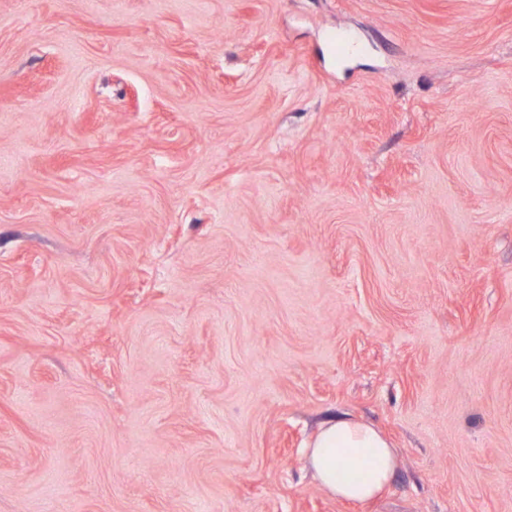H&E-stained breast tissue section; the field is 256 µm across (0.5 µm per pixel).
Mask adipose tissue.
Masks as SVG:
<instances>
[{
    "label": "adipose tissue",
    "mask_w": 512,
    "mask_h": 512,
    "mask_svg": "<svg viewBox=\"0 0 512 512\" xmlns=\"http://www.w3.org/2000/svg\"><path fill=\"white\" fill-rule=\"evenodd\" d=\"M307 461L322 487L353 502L376 496L396 467L388 440L373 427L348 419L320 427L309 446Z\"/></svg>",
    "instance_id": "adipose-tissue-1"
}]
</instances>
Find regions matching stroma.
Returning a JSON list of instances; mask_svg holds the SVG:
<instances>
[{
	"label": "stroma",
	"mask_w": 512,
	"mask_h": 512,
	"mask_svg": "<svg viewBox=\"0 0 512 512\" xmlns=\"http://www.w3.org/2000/svg\"><path fill=\"white\" fill-rule=\"evenodd\" d=\"M0 512H512V0H0ZM314 478L336 498L365 502L389 482L396 458L388 440L373 427L340 419L320 427L309 445Z\"/></svg>",
	"instance_id": "stroma-1"
}]
</instances>
